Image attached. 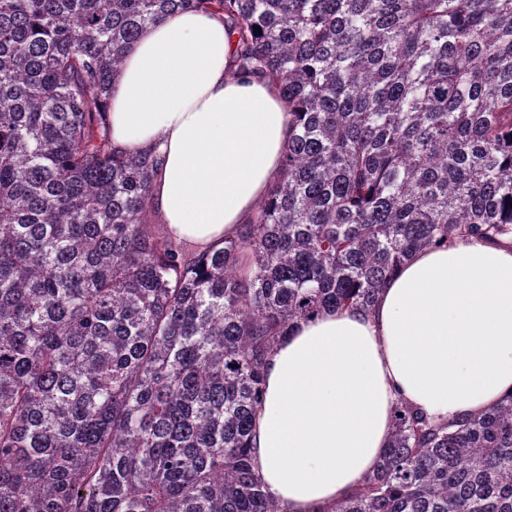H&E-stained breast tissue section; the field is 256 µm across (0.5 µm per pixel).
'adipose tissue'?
<instances>
[{"label": "adipose tissue", "instance_id": "obj_1", "mask_svg": "<svg viewBox=\"0 0 512 512\" xmlns=\"http://www.w3.org/2000/svg\"><path fill=\"white\" fill-rule=\"evenodd\" d=\"M235 47L209 12H173L142 31L112 77V144L157 149L153 210L193 250L251 219L291 133L275 86L235 73ZM264 379L255 469L282 512H326L378 466L398 401L451 422L512 394V238L414 254L371 313L295 323Z\"/></svg>", "mask_w": 512, "mask_h": 512}]
</instances>
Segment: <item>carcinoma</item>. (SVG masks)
<instances>
[{
	"instance_id": "cac0c4a2",
	"label": "carcinoma",
	"mask_w": 512,
	"mask_h": 512,
	"mask_svg": "<svg viewBox=\"0 0 512 512\" xmlns=\"http://www.w3.org/2000/svg\"><path fill=\"white\" fill-rule=\"evenodd\" d=\"M189 8L292 125L204 251L151 220L159 159L107 119L125 51ZM508 234L512 0H0V512H281L253 467L279 339L370 311L419 249ZM392 426L331 512H512V395Z\"/></svg>"
}]
</instances>
